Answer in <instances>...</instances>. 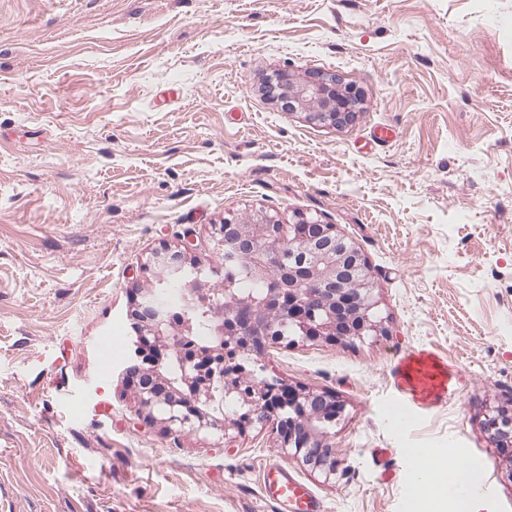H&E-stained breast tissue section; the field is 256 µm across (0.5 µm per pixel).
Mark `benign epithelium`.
<instances>
[{"mask_svg": "<svg viewBox=\"0 0 512 512\" xmlns=\"http://www.w3.org/2000/svg\"><path fill=\"white\" fill-rule=\"evenodd\" d=\"M277 98L293 111L303 109L310 119L333 126L352 123L362 102L361 91L335 76H279ZM212 236L224 264L210 267L223 276L224 265L239 256L249 259L253 276L265 284L260 299L235 294L230 288H203L200 279L184 282L202 266L188 258L193 240L180 247L152 253L148 265L183 284L182 306L161 309L155 294L132 304L136 350L125 368L146 417L161 419L171 434L216 431L222 436L242 432L247 425H270L281 447L304 465L332 480L338 473L335 450L318 423L335 421L345 410L336 397L278 381H254V372L238 357L257 364L269 341L280 342L275 329L291 326L289 342L324 340L352 343L387 334L373 308L368 266L356 245L339 235L333 224L304 215L292 224L267 212L242 222L230 215L213 225ZM211 307V345L191 342L188 310ZM235 406L224 412V403ZM484 429L496 447L512 460V408L497 406L487 415Z\"/></svg>", "mask_w": 512, "mask_h": 512, "instance_id": "7a95c632", "label": "benign epithelium"}]
</instances>
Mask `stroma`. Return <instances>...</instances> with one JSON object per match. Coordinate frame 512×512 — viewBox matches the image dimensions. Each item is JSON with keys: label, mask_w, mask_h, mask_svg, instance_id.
Masks as SVG:
<instances>
[{"label": "stroma", "mask_w": 512, "mask_h": 512, "mask_svg": "<svg viewBox=\"0 0 512 512\" xmlns=\"http://www.w3.org/2000/svg\"><path fill=\"white\" fill-rule=\"evenodd\" d=\"M283 72L353 83L356 120L283 110L264 89ZM261 209L353 241L388 329L261 360L343 401L329 482L267 428L167 433L120 377L151 254L188 234L221 264L212 225ZM496 270L512 271V0H0V512H275L271 460L320 512H410L413 448L478 464L483 512H512V461L483 428L512 407ZM418 354L448 368L437 397L400 384Z\"/></svg>", "instance_id": "stroma-1"}]
</instances>
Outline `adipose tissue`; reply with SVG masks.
Masks as SVG:
<instances>
[{
    "label": "adipose tissue",
    "mask_w": 512,
    "mask_h": 512,
    "mask_svg": "<svg viewBox=\"0 0 512 512\" xmlns=\"http://www.w3.org/2000/svg\"><path fill=\"white\" fill-rule=\"evenodd\" d=\"M411 456L418 481L433 489L425 503L426 512H444L449 505L455 512H482L486 498L481 487L485 478L473 471L469 462L459 460L452 467H445L439 453L429 448L412 449Z\"/></svg>",
    "instance_id": "1"
}]
</instances>
